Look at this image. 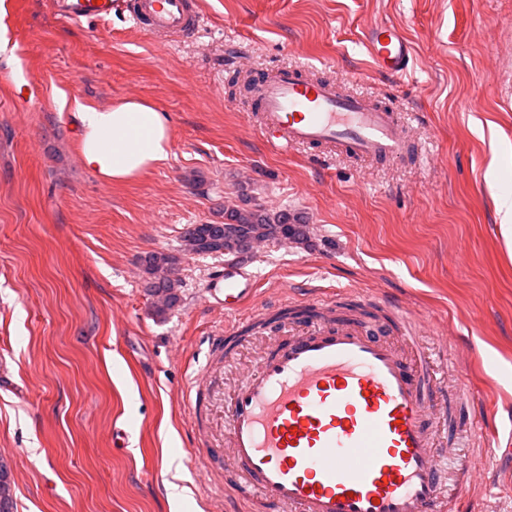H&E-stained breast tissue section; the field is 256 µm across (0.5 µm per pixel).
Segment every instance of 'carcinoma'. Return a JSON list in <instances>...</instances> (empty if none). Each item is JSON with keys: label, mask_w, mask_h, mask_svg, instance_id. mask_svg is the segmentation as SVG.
I'll return each instance as SVG.
<instances>
[{"label": "carcinoma", "mask_w": 512, "mask_h": 512, "mask_svg": "<svg viewBox=\"0 0 512 512\" xmlns=\"http://www.w3.org/2000/svg\"><path fill=\"white\" fill-rule=\"evenodd\" d=\"M257 240L302 243L307 240L304 218L286 211L273 212L260 206H224L222 224H188L182 235L183 252L191 255L239 256L250 252ZM179 259L158 251L142 259L146 274L145 288L154 299L158 314L163 315L181 302L177 277ZM13 490L7 463L0 459V512H13Z\"/></svg>", "instance_id": "1"}]
</instances>
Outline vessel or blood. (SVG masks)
I'll return each mask as SVG.
<instances>
[{"mask_svg":"<svg viewBox=\"0 0 512 512\" xmlns=\"http://www.w3.org/2000/svg\"><path fill=\"white\" fill-rule=\"evenodd\" d=\"M63 23L127 15L149 36H196V0H53ZM365 47L374 68L406 75L413 48L392 23L369 28ZM256 129L274 146H306L328 155L398 161L412 142L398 113L342 85L288 68L242 69ZM255 275L228 262L213 270L203 300L242 313L208 337L211 351L231 348L241 324L267 322L246 311ZM371 320L339 317L326 299L286 297L278 311L292 320L287 341L258 358L237 384L225 412L227 441L200 430V402L213 384V367L186 375L182 402L196 425L193 450L207 477L230 459L239 469L227 512L270 504L278 512H448L471 469L456 449L438 453L437 424L454 413L460 396L442 383L416 340V323L386 298H370ZM396 331L397 340L387 337Z\"/></svg>","mask_w":512,"mask_h":512,"instance_id":"vessel-or-blood-1","label":"vessel or blood"}]
</instances>
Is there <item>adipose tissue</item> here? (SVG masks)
I'll return each mask as SVG.
<instances>
[{
  "instance_id": "adipose-tissue-1",
  "label": "adipose tissue",
  "mask_w": 512,
  "mask_h": 512,
  "mask_svg": "<svg viewBox=\"0 0 512 512\" xmlns=\"http://www.w3.org/2000/svg\"><path fill=\"white\" fill-rule=\"evenodd\" d=\"M76 117L82 160L104 183L138 179L170 156L169 119L149 102L122 99L106 109L82 105Z\"/></svg>"
}]
</instances>
